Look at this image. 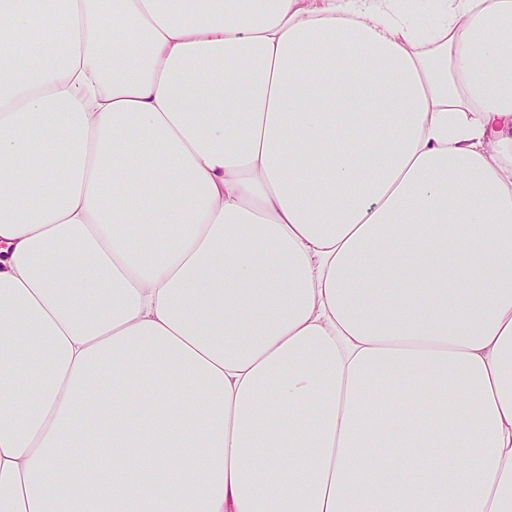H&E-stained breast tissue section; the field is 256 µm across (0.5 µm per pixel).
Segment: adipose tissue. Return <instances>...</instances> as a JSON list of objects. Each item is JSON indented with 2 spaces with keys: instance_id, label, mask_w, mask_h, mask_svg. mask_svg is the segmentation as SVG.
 <instances>
[{
  "instance_id": "ef3b65f1",
  "label": "adipose tissue",
  "mask_w": 512,
  "mask_h": 512,
  "mask_svg": "<svg viewBox=\"0 0 512 512\" xmlns=\"http://www.w3.org/2000/svg\"><path fill=\"white\" fill-rule=\"evenodd\" d=\"M433 10L0 0V512H512V0Z\"/></svg>"
}]
</instances>
